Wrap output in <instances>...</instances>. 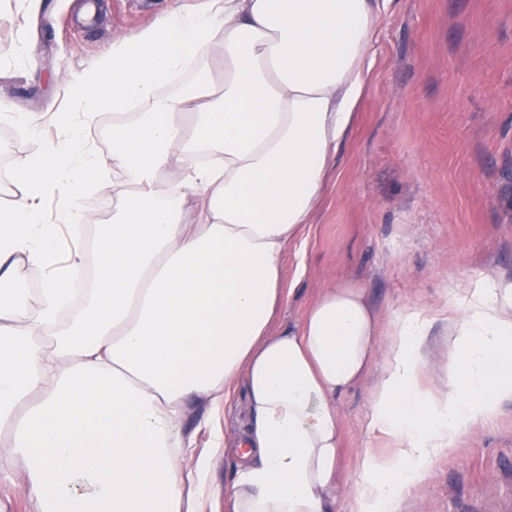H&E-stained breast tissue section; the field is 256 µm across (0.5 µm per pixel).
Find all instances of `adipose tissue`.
Instances as JSON below:
<instances>
[{"instance_id":"adipose-tissue-1","label":"adipose tissue","mask_w":512,"mask_h":512,"mask_svg":"<svg viewBox=\"0 0 512 512\" xmlns=\"http://www.w3.org/2000/svg\"><path fill=\"white\" fill-rule=\"evenodd\" d=\"M379 0H185L67 84L51 155L13 169L0 211V441L26 465L39 512H200L225 447L223 405L245 428L226 512H391L430 460L512 397V278L465 289L445 320L448 368L421 380L435 321L411 308L379 333L363 283L321 288L293 323L282 265L350 136ZM112 112L121 204L84 267L79 207L100 161L83 124ZM61 201L52 218L39 207ZM42 271L36 296L20 266ZM372 419L392 445L340 473L336 400L379 352ZM204 401L212 452L183 425ZM241 407L239 397L232 399L220 414L219 421L227 438H234L238 433L239 423L242 420L240 415Z\"/></svg>"}]
</instances>
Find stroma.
I'll list each match as a JSON object with an SVG mask.
<instances>
[{"label":"stroma","mask_w":512,"mask_h":512,"mask_svg":"<svg viewBox=\"0 0 512 512\" xmlns=\"http://www.w3.org/2000/svg\"><path fill=\"white\" fill-rule=\"evenodd\" d=\"M37 0L0 23V99L40 116L36 130L0 123V210L16 199L7 170L52 148L51 113L67 84L135 39L174 0ZM28 55L15 69L18 42ZM371 68L353 131L323 200L289 244V300L276 322L296 320L320 288L364 281L385 320L418 307L456 310L463 289L512 277V0H389L374 31ZM306 270L295 281L297 267ZM374 377L336 401L344 476L362 480L365 453L391 445L372 424ZM512 504V398L439 452L394 512H501ZM0 512H36L21 460L0 461Z\"/></svg>","instance_id":"1"}]
</instances>
